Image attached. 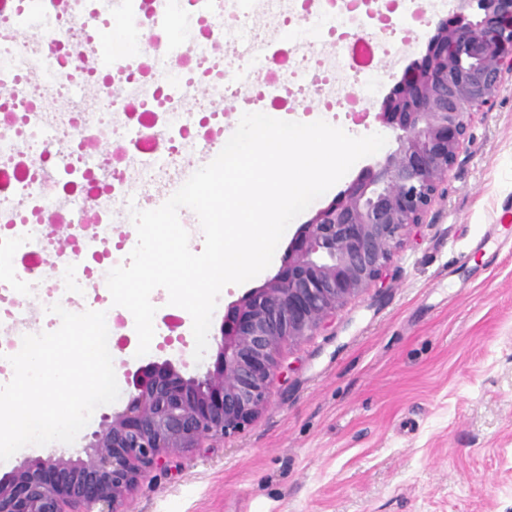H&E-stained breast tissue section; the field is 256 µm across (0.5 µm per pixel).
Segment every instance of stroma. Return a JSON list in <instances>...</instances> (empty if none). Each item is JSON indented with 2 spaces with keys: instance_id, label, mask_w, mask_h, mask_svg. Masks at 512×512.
Returning <instances> with one entry per match:
<instances>
[{
  "instance_id": "35a3bbf8",
  "label": "stroma",
  "mask_w": 512,
  "mask_h": 512,
  "mask_svg": "<svg viewBox=\"0 0 512 512\" xmlns=\"http://www.w3.org/2000/svg\"><path fill=\"white\" fill-rule=\"evenodd\" d=\"M455 10L451 0L428 6L410 47L381 58V86L343 130L385 133L381 102ZM383 158L356 162L290 223L265 271L222 290L202 360L190 314L155 289L149 353L137 355L134 333L115 348L118 400L98 407L73 444L29 445L0 462V477L27 460L77 456L101 416L125 407L126 377L140 367L168 359L203 375L228 304L272 278L301 225ZM499 224L512 225L510 74L475 114L447 195L394 252L383 286L284 350L269 406L241 433L146 473L128 512H512V240H487Z\"/></svg>"
}]
</instances>
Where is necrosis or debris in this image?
<instances>
[{
	"label": "necrosis or debris",
	"mask_w": 512,
	"mask_h": 512,
	"mask_svg": "<svg viewBox=\"0 0 512 512\" xmlns=\"http://www.w3.org/2000/svg\"><path fill=\"white\" fill-rule=\"evenodd\" d=\"M338 0H302L315 21L303 31L283 29L274 54L254 47L248 59L221 55L220 42L250 43L253 0H171L161 14L156 0H130L134 21L130 38L149 35L153 50L140 55L114 52L99 66L85 63L84 47L94 46L112 16V0H0V296L14 297L13 309L0 310V358L20 351L22 338L59 326L57 315L41 324L23 322L24 309L45 281H53L65 297L64 309L78 312L77 298L97 278L88 262L107 253L112 226L126 199V182L165 202L183 180L187 141L219 142L222 127L213 118L235 92L246 102L286 105L303 94L301 74L308 66L299 50L307 44L326 47L329 36L348 28L360 9L377 6L402 11L420 20L416 0H350L349 11ZM38 38H31L30 29ZM344 46L356 61L355 73L336 87L335 104L350 111L367 83L378 80L377 55L399 54L389 40L359 39ZM92 88L91 105L81 113L48 109L35 96ZM205 97L208 115L195 119L189 108ZM133 136L136 154L121 169L111 161L81 153L65 154L57 137L81 144ZM96 218L86 223L87 205ZM59 212L71 231L72 247L56 252L46 229L47 213Z\"/></svg>",
	"instance_id": "obj_1"
}]
</instances>
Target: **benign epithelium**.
Returning a JSON list of instances; mask_svg holds the SVG:
<instances>
[{
  "instance_id": "obj_1",
  "label": "benign epithelium",
  "mask_w": 512,
  "mask_h": 512,
  "mask_svg": "<svg viewBox=\"0 0 512 512\" xmlns=\"http://www.w3.org/2000/svg\"><path fill=\"white\" fill-rule=\"evenodd\" d=\"M506 72L512 0H459L382 101L377 119L397 147L301 225L276 275L228 305L213 367L188 378L170 360L139 369L84 455L29 460L0 478V512H125L146 471L252 423L283 374V348L383 284L393 252L448 192L472 109L492 105Z\"/></svg>"
}]
</instances>
